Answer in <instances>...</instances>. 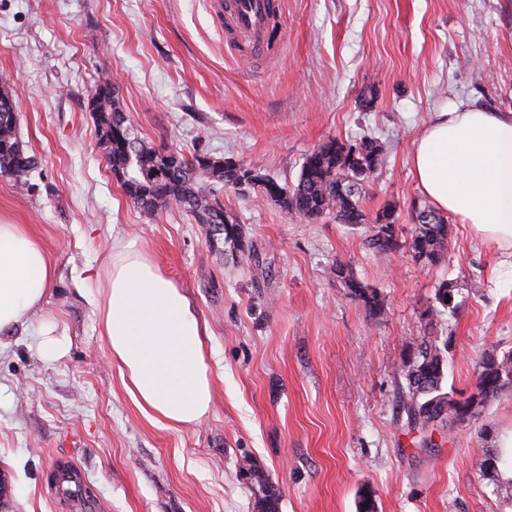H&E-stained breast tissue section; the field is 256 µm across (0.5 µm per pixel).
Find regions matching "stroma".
Instances as JSON below:
<instances>
[{
  "label": "stroma",
  "mask_w": 512,
  "mask_h": 512,
  "mask_svg": "<svg viewBox=\"0 0 512 512\" xmlns=\"http://www.w3.org/2000/svg\"><path fill=\"white\" fill-rule=\"evenodd\" d=\"M282 52L243 59L214 0H0V88L39 164L29 189L0 178V219L27 227L55 267L47 303L0 334V474L10 512H77L50 481L77 473L91 512H258L256 468L277 512H512V389L450 429L412 425L401 361L425 331L448 338L444 387L471 392L486 353H512V267L450 218L436 265L369 249L367 228L308 221L256 191L217 185L245 253L215 251L172 205L148 215L107 165L88 108L111 81L157 148L261 166L295 184L305 157L374 137L382 162L360 203L394 209L409 239L428 200L412 172L434 113L512 110V0H280ZM146 247L209 334L216 394L199 425L151 424L113 367L98 307L116 238ZM377 289L370 316L333 268ZM457 292L440 308V284ZM53 321L62 351L40 350ZM499 457L498 480L479 472Z\"/></svg>",
  "instance_id": "stroma-1"
}]
</instances>
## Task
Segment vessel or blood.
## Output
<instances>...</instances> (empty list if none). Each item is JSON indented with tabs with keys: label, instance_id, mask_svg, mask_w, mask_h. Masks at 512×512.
Masks as SVG:
<instances>
[{
	"label": "vessel or blood",
	"instance_id": "vessel-or-blood-1",
	"mask_svg": "<svg viewBox=\"0 0 512 512\" xmlns=\"http://www.w3.org/2000/svg\"><path fill=\"white\" fill-rule=\"evenodd\" d=\"M274 0H224V33L237 54L252 58L265 52Z\"/></svg>",
	"mask_w": 512,
	"mask_h": 512
}]
</instances>
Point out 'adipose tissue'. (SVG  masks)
Here are the masks:
<instances>
[{"mask_svg":"<svg viewBox=\"0 0 512 512\" xmlns=\"http://www.w3.org/2000/svg\"><path fill=\"white\" fill-rule=\"evenodd\" d=\"M412 164L439 211L512 258V111L435 113ZM53 278L29 231L0 221V333L42 306ZM101 317L112 363L145 416L174 429L199 425L213 405L204 330L184 290L136 241L112 244Z\"/></svg>","mask_w":512,"mask_h":512,"instance_id":"1","label":"adipose tissue"}]
</instances>
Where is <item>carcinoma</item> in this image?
<instances>
[{"label":"carcinoma","instance_id":"carcinoma-1","mask_svg":"<svg viewBox=\"0 0 512 512\" xmlns=\"http://www.w3.org/2000/svg\"><path fill=\"white\" fill-rule=\"evenodd\" d=\"M14 93L0 90V178L17 185L37 167L35 156L28 154L16 133L17 112ZM98 124L104 155L115 177L134 204L147 214L175 204L189 212L196 223H205L212 206L220 202L206 191L214 183L236 186L246 177L261 198L274 202L305 219L316 221L331 215L339 224H368V245L379 254L399 247L398 231L392 209L386 208L373 218L363 210L360 196L363 183L381 162L380 145L371 137L355 144L332 140L308 154L301 166L297 184L282 185L261 173L255 164L245 166L233 158L218 159L205 154L187 156L181 152L167 155L147 146L134 125L115 102L112 82L99 83L89 100ZM409 242L412 259L423 266L439 263L447 249L449 224L439 212L428 206L415 210ZM211 237L224 236V243L244 251L245 231L238 218L224 214V220L208 223ZM352 296L368 314L381 316L384 307L378 292L355 279L347 268L334 267ZM448 341L425 336L401 362L402 376L410 401L412 422L426 426H454L461 423L460 413L476 405L482 409L502 392L512 388V354L501 358L487 356L479 364L475 391L443 390ZM258 486L261 512H276L278 494L264 475L251 471Z\"/></svg>","mask_w":512,"mask_h":512}]
</instances>
